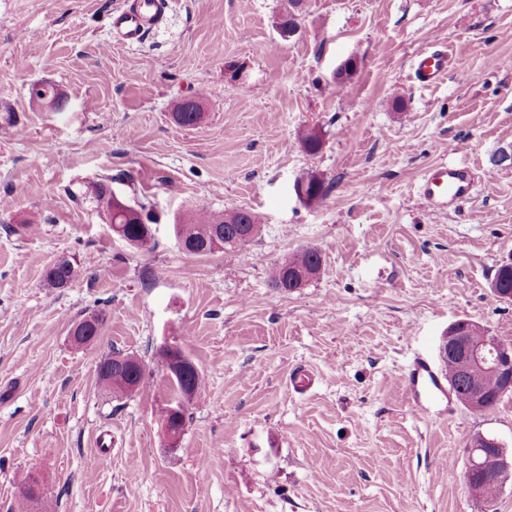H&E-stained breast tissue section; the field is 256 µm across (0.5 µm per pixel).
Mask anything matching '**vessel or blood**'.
Listing matches in <instances>:
<instances>
[{
	"label": "vessel or blood",
	"instance_id": "b4317fda",
	"mask_svg": "<svg viewBox=\"0 0 512 512\" xmlns=\"http://www.w3.org/2000/svg\"><path fill=\"white\" fill-rule=\"evenodd\" d=\"M166 8L165 0H132L129 6L113 12L111 32L122 44L140 43L162 22ZM412 71L421 84H435L448 71V56L441 50L421 51L414 58ZM473 186L469 166L442 161L423 172L418 193L429 213L438 216L468 198ZM404 387L410 406L420 416L445 417L458 403L445 366L423 354L408 366Z\"/></svg>",
	"mask_w": 512,
	"mask_h": 512
}]
</instances>
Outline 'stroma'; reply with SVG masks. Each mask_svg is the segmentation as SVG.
I'll return each mask as SVG.
<instances>
[{
  "label": "stroma",
  "instance_id": "stroma-1",
  "mask_svg": "<svg viewBox=\"0 0 512 512\" xmlns=\"http://www.w3.org/2000/svg\"><path fill=\"white\" fill-rule=\"evenodd\" d=\"M125 3L0 0V512L29 473L52 512H512V480L490 503L464 480L474 437L512 455V394L431 419L403 393L456 321L512 343V299L489 288L512 255V0H310L288 38L283 0H170L131 47L111 36ZM431 46L450 64L425 86L411 65ZM37 83L68 111L30 106ZM196 96L203 119L176 124ZM443 158L476 184L434 216L417 185ZM311 176L315 205L294 191ZM96 183L158 215L149 247L112 233ZM200 209L251 210L260 231L188 255L172 226ZM307 246L319 275L274 288L270 265ZM62 255L82 275L45 287ZM94 313L100 336L74 346ZM168 344L205 377L175 450ZM118 351L146 379L117 399L98 365ZM303 191L306 195L305 200L302 198ZM295 192L306 204L313 205L326 198L328 188L324 185L322 180L316 177H310L307 180L298 182L295 186Z\"/></svg>",
  "mask_w": 512,
  "mask_h": 512
}]
</instances>
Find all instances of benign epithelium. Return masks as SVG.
I'll list each match as a JSON object with an SVG mask.
<instances>
[{"instance_id":"1","label":"benign epithelium","mask_w":512,"mask_h":512,"mask_svg":"<svg viewBox=\"0 0 512 512\" xmlns=\"http://www.w3.org/2000/svg\"><path fill=\"white\" fill-rule=\"evenodd\" d=\"M70 335L75 345H88L99 335V325L93 317L88 316L71 330ZM440 350L456 357L457 378L483 371L499 378L503 391H512V344L489 335L479 324L471 323V330L466 334L448 328V336L443 338ZM194 367L189 358L174 354L167 367L168 377L185 378ZM467 454V482L474 496H480L482 490L473 480L476 472L499 485L512 479V460L498 441H492V447L483 449L481 453L478 447L471 445L467 448Z\"/></svg>"}]
</instances>
